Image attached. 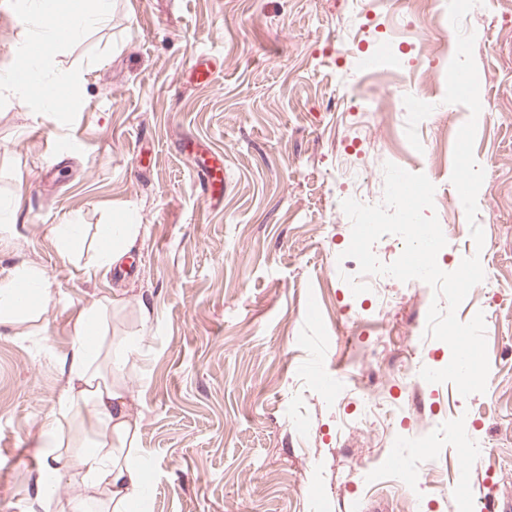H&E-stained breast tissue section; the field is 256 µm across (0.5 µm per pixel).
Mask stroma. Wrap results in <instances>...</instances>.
<instances>
[{
    "label": "stroma",
    "instance_id": "1",
    "mask_svg": "<svg viewBox=\"0 0 512 512\" xmlns=\"http://www.w3.org/2000/svg\"><path fill=\"white\" fill-rule=\"evenodd\" d=\"M113 0L77 41L50 48V75L72 79L55 107L0 90V276L26 263L52 288L47 311L22 333L0 327V512H42L41 434L64 383L76 316L115 299V336L139 343L119 377L139 421L137 464L150 476L149 512H460V498L512 501V0H483L463 21L487 122L474 155L485 172L477 222L490 284L476 285L460 321L483 313L487 389L405 386V366L445 367L451 350L414 336L429 288H399L385 312L353 294L336 259L350 244L341 213L369 173L382 197L385 163L408 162L435 185L447 240L439 267L455 271L468 244L451 206L458 129L469 109L444 101L439 0ZM32 23L27 0H0V71ZM387 44L399 71L377 70L352 99L357 56ZM214 80L188 78L192 55ZM193 137L224 157V200L207 206ZM52 171L42 163L69 140ZM126 217L140 232L124 273L86 274L102 225ZM82 224L63 247L53 227ZM381 408L358 424L359 394ZM489 401L493 412H475ZM465 425L471 455L442 427ZM379 471L371 485L358 473Z\"/></svg>",
    "mask_w": 512,
    "mask_h": 512
}]
</instances>
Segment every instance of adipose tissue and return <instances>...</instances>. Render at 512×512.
<instances>
[{
    "mask_svg": "<svg viewBox=\"0 0 512 512\" xmlns=\"http://www.w3.org/2000/svg\"><path fill=\"white\" fill-rule=\"evenodd\" d=\"M112 0H38L33 22L18 47L19 63L0 73V86L28 89L37 85L39 100L57 98L59 80L46 75L44 52L75 40L89 27L104 23ZM64 17L65 30L46 24V15ZM42 55L28 53L31 42ZM139 235L135 224L106 225L95 246V260L110 265L130 250ZM50 294L45 271L33 265L15 267L0 278V325L15 327L39 314ZM114 299L98 298L74 322L75 344L65 364L66 380L54 420L43 434L45 474L41 499L52 504L55 486L67 482L71 492L60 512H131L147 490L144 470L131 461L139 423L129 412V395L116 378L138 348L136 339L104 335L102 324Z\"/></svg>",
    "mask_w": 512,
    "mask_h": 512,
    "instance_id": "1",
    "label": "adipose tissue"
}]
</instances>
